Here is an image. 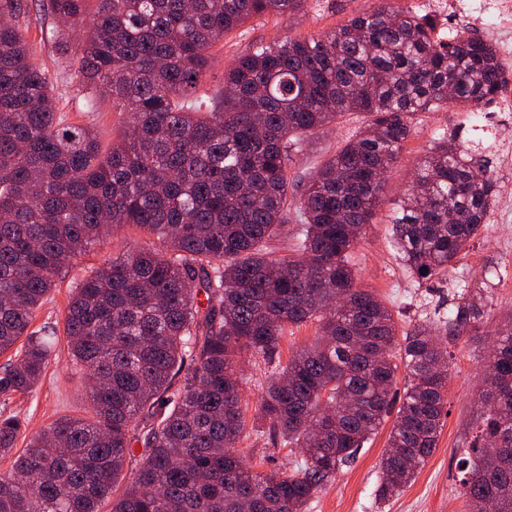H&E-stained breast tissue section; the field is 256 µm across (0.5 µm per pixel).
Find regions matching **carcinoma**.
<instances>
[{
  "instance_id": "cac0c4a2",
  "label": "carcinoma",
  "mask_w": 512,
  "mask_h": 512,
  "mask_svg": "<svg viewBox=\"0 0 512 512\" xmlns=\"http://www.w3.org/2000/svg\"><path fill=\"white\" fill-rule=\"evenodd\" d=\"M41 0L83 33L63 54L127 115L121 139L63 124L54 86L0 0V400L29 392L54 345L35 313L73 258L126 226L160 246L123 247L72 288L66 345L89 380L83 416L30 436L0 474V512H306L393 409L378 495L414 480L446 415L448 350L484 318L468 284L402 339L391 311L358 286L353 246L372 223L415 129L454 101L492 103L504 67L481 38L433 36L434 19L400 8L350 18L325 35L243 50L222 101L190 94L211 48L255 17L308 0ZM454 97L448 98V86ZM350 112L371 119L311 174L296 159ZM485 149L443 131L392 219L399 261L424 278L456 262L486 226L497 180L476 171ZM298 224L286 260L268 251ZM205 295L201 304L199 295ZM316 336L261 385V415L303 459L270 471L243 464L248 407L237 358L272 362L288 328ZM488 408L457 462L471 512H512V323L487 365ZM0 414V455L23 431ZM141 460L118 491L133 444Z\"/></svg>"
}]
</instances>
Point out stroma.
Listing matches in <instances>:
<instances>
[{"instance_id":"1","label":"stroma","mask_w":512,"mask_h":512,"mask_svg":"<svg viewBox=\"0 0 512 512\" xmlns=\"http://www.w3.org/2000/svg\"><path fill=\"white\" fill-rule=\"evenodd\" d=\"M379 0H309L306 9L284 16L268 15L249 20L227 34L213 48L214 65L200 82L197 93L219 98L224 89V71L247 46L269 44L290 35L326 34L344 25L364 10L379 8ZM16 21L38 63L54 76L60 114L67 122L94 128L102 148H110L122 133L125 122L111 98L97 101L87 111L84 99L90 90L77 77L78 63L62 53L61 32L65 23L39 12L35 0ZM467 108L459 103L419 113L416 129L405 142L400 159L389 174L380 205L371 224L353 249L350 260L357 271V283L378 294L391 309L400 333L411 332L436 308H447L451 283L467 280L470 287L483 288L490 317L480 328L449 344L448 414L438 445L418 469L414 481L399 496L382 502L376 497L379 462L387 449L391 422L382 423L377 434L317 494L308 512H468V504L455 482L456 463L481 420L488 384L485 368L495 332L512 317V169L503 160L512 155V112H484L477 119L488 133L486 149L477 155L478 166L493 174L500 195L489 215L486 228L449 267L446 274L424 280L410 274L395 258L390 245V215L407 189L412 173L428 152L434 132L456 128ZM362 114H348L313 142L296 161L299 171L310 173L365 122ZM146 235L130 227L113 232L106 243L72 260L59 274L55 288L37 310L34 327L51 326L63 332L71 288L91 267L103 265L124 244H142ZM85 377L73 364L65 341H58L38 385L0 412L17 415L27 423V432L46 430L55 419L79 415L85 410ZM238 453L256 470L269 471L298 459L299 451L271 443L267 437L241 442Z\"/></svg>"}]
</instances>
